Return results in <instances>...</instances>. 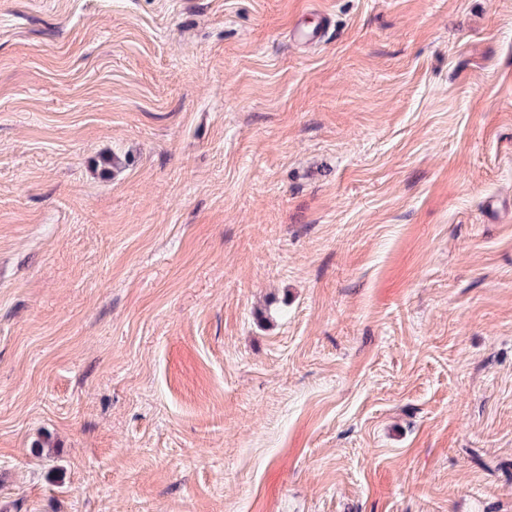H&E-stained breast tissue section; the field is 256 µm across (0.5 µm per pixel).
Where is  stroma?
Listing matches in <instances>:
<instances>
[{
    "mask_svg": "<svg viewBox=\"0 0 512 512\" xmlns=\"http://www.w3.org/2000/svg\"><path fill=\"white\" fill-rule=\"evenodd\" d=\"M0 512H512V0H0Z\"/></svg>",
    "mask_w": 512,
    "mask_h": 512,
    "instance_id": "obj_1",
    "label": "stroma"
}]
</instances>
